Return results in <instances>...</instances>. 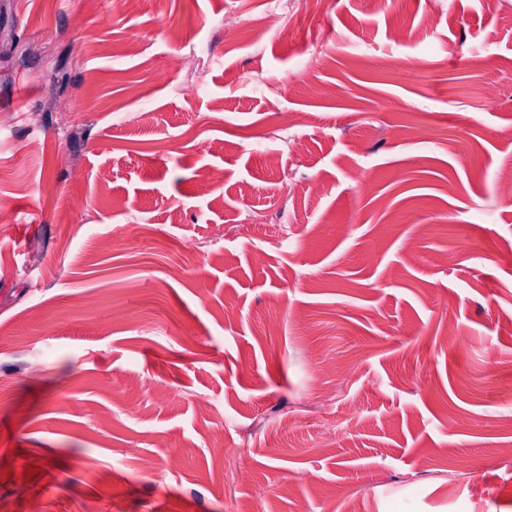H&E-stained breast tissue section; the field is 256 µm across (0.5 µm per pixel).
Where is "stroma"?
I'll return each mask as SVG.
<instances>
[{
	"label": "stroma",
	"mask_w": 512,
	"mask_h": 512,
	"mask_svg": "<svg viewBox=\"0 0 512 512\" xmlns=\"http://www.w3.org/2000/svg\"><path fill=\"white\" fill-rule=\"evenodd\" d=\"M499 2L0 0V512H512ZM247 23L246 28L252 40L258 41L269 29L278 27L283 40L293 42L297 37L301 20H298L295 24H286L283 21L282 1L270 0L267 2V8L262 17L252 23Z\"/></svg>",
	"instance_id": "1"
}]
</instances>
